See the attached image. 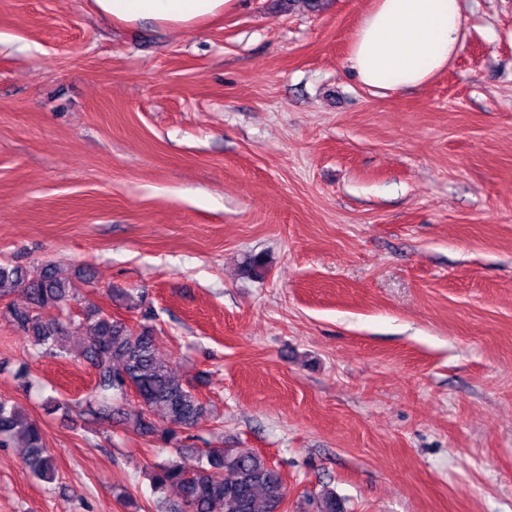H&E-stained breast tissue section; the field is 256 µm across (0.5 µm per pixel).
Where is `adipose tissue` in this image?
Segmentation results:
<instances>
[{"mask_svg":"<svg viewBox=\"0 0 512 512\" xmlns=\"http://www.w3.org/2000/svg\"><path fill=\"white\" fill-rule=\"evenodd\" d=\"M113 23L142 21L189 31L234 7V0H94ZM465 20L459 0H375L361 20L347 57L366 87L415 88L456 56Z\"/></svg>","mask_w":512,"mask_h":512,"instance_id":"1","label":"adipose tissue"}]
</instances>
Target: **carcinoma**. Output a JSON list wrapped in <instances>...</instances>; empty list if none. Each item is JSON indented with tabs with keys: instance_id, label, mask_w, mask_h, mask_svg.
<instances>
[{
	"instance_id": "carcinoma-1",
	"label": "carcinoma",
	"mask_w": 512,
	"mask_h": 512,
	"mask_svg": "<svg viewBox=\"0 0 512 512\" xmlns=\"http://www.w3.org/2000/svg\"><path fill=\"white\" fill-rule=\"evenodd\" d=\"M268 271L264 254L249 258L246 272L262 278ZM21 288L28 294L24 307L9 306L7 318L31 336L37 352L60 357L77 355L94 375L93 395L87 412L102 424L120 423L145 438H156L176 452L183 449L178 432L196 428L207 408L190 385L177 379L154 347L155 329L144 323L137 328L98 309L81 320L66 323L47 313L68 307L75 298L71 281L61 277L55 265L33 268L0 265V298ZM110 296L127 309L139 310L143 296L111 290ZM84 330L76 348L67 345L73 329ZM135 390L139 411L125 412L128 390ZM22 448L23 473L50 481L57 466L47 446L42 427L17 404L0 399V445ZM197 463L187 468L170 457L152 468V483L158 492L176 488L179 499L164 501L157 512H283L286 486L281 471L255 452L209 446L195 449ZM302 512H344L336 493L323 489L304 498Z\"/></svg>"
}]
</instances>
